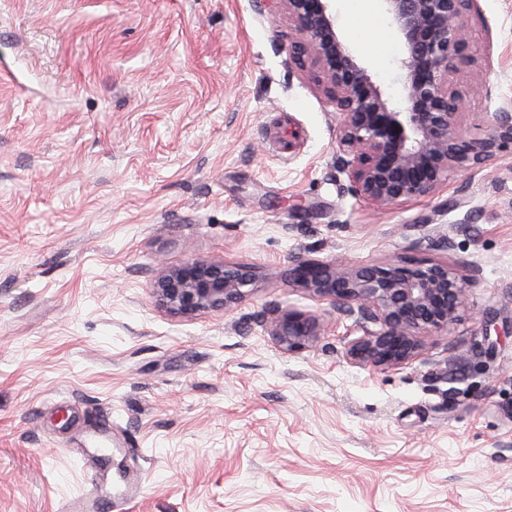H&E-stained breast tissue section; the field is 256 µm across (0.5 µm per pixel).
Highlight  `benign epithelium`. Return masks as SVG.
<instances>
[{
	"mask_svg": "<svg viewBox=\"0 0 512 512\" xmlns=\"http://www.w3.org/2000/svg\"><path fill=\"white\" fill-rule=\"evenodd\" d=\"M331 0H259V11L285 13L297 47L309 55L313 80L338 112L339 140L347 156V190L377 207L427 197L451 170H471L512 148V110L488 119L483 133L464 139L457 130L460 96L451 75L471 64L473 51L462 20L473 0H382L404 39L406 111L383 98L336 34ZM290 281L328 302L339 316L353 317L365 335L350 342V360L393 368L416 358L422 338L444 336L470 315L468 279L446 263L391 261L355 266L300 257ZM244 268L189 259L164 272L156 294L170 311L192 316L224 312L253 290ZM264 324L285 354L308 348L323 319L301 311L273 309Z\"/></svg>",
	"mask_w": 512,
	"mask_h": 512,
	"instance_id": "obj_1",
	"label": "benign epithelium"
}]
</instances>
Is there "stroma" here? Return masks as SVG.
Masks as SVG:
<instances>
[{
    "label": "stroma",
    "mask_w": 512,
    "mask_h": 512,
    "mask_svg": "<svg viewBox=\"0 0 512 512\" xmlns=\"http://www.w3.org/2000/svg\"><path fill=\"white\" fill-rule=\"evenodd\" d=\"M389 52L336 33L385 98ZM452 76L461 135L512 104V0H474ZM256 0H0V512H62L139 472L134 512H512V152L382 209L348 194L340 117ZM298 257L445 262L472 312L422 354L351 363L353 320L288 280ZM190 258L256 275L234 309L161 306ZM273 306L324 315L309 348ZM112 454L92 482V429ZM269 335L285 354L308 348L320 336L323 319L301 311L273 309L263 319Z\"/></svg>",
    "instance_id": "35a3bbf8"
}]
</instances>
